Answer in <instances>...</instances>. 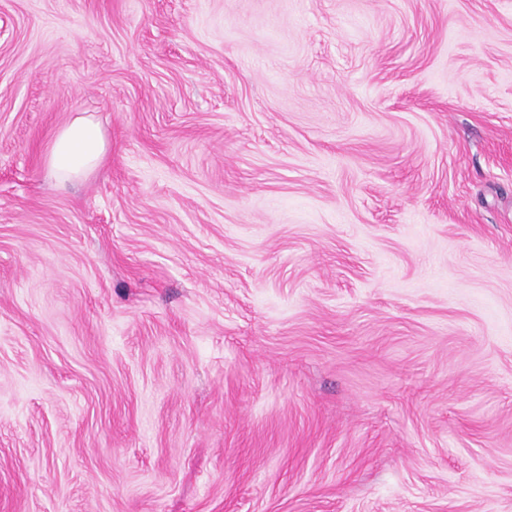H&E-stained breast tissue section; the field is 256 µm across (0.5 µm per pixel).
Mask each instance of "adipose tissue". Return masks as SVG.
I'll return each instance as SVG.
<instances>
[{
  "mask_svg": "<svg viewBox=\"0 0 512 512\" xmlns=\"http://www.w3.org/2000/svg\"><path fill=\"white\" fill-rule=\"evenodd\" d=\"M106 153L99 124L90 117L78 116L55 134L47 166L52 176L64 182L92 172Z\"/></svg>",
  "mask_w": 512,
  "mask_h": 512,
  "instance_id": "1",
  "label": "adipose tissue"
}]
</instances>
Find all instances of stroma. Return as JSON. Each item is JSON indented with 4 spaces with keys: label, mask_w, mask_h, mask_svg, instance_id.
<instances>
[{
    "label": "stroma",
    "mask_w": 512,
    "mask_h": 512,
    "mask_svg": "<svg viewBox=\"0 0 512 512\" xmlns=\"http://www.w3.org/2000/svg\"><path fill=\"white\" fill-rule=\"evenodd\" d=\"M0 512H512V0H0ZM106 153L107 144L99 124L90 117L77 116L55 134L47 166L52 176L65 182L92 172Z\"/></svg>",
    "instance_id": "stroma-1"
}]
</instances>
